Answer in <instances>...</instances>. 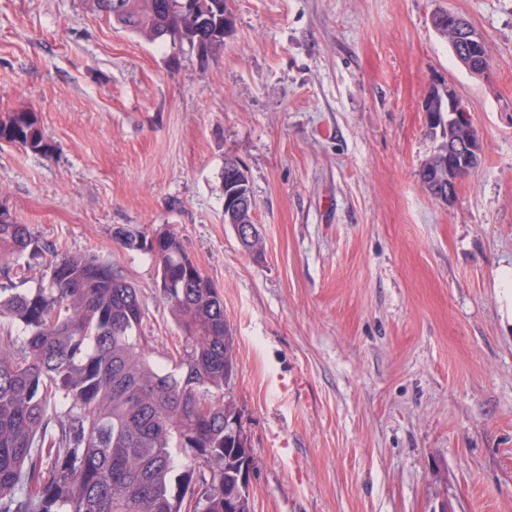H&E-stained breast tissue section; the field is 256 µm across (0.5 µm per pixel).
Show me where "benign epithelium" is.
<instances>
[{"label":"benign epithelium","mask_w":512,"mask_h":512,"mask_svg":"<svg viewBox=\"0 0 512 512\" xmlns=\"http://www.w3.org/2000/svg\"><path fill=\"white\" fill-rule=\"evenodd\" d=\"M430 23L435 29L446 25L448 31L456 33V37L450 40V47L461 66L474 75L485 74V70L477 67L478 58L485 54L483 41L461 16L450 11L436 12L432 14ZM421 109L424 112H448V135L421 166L425 188L446 206L453 202L458 191L454 172L459 168L472 170L477 167L483 153V142L453 85L446 86L443 97L434 90L430 91L429 97L422 101Z\"/></svg>","instance_id":"1"}]
</instances>
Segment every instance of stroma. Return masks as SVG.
<instances>
[{"mask_svg": "<svg viewBox=\"0 0 512 512\" xmlns=\"http://www.w3.org/2000/svg\"><path fill=\"white\" fill-rule=\"evenodd\" d=\"M222 49L113 25L93 0H0V114L52 149L0 144V206L42 256L33 291L89 254L139 288L167 362L179 330L147 254L113 230L174 232L224 298L254 512H512V0H225ZM483 36L456 61L430 16ZM453 85L484 145L451 205L419 180ZM246 170L260 253L224 221ZM431 26L437 30L438 26L448 25L444 33L446 39L452 38L448 36V32L454 31L456 37L450 40L449 44L458 63L465 69L469 70L473 75L482 76L486 74V69H480L476 66L479 56H484L485 47L482 39L474 33L467 25L466 21L459 15L450 12H436L430 18ZM0 143L20 146L34 153L50 151L36 113L29 111L0 116ZM228 182L230 186L226 189ZM228 191L236 196L235 199L244 197L237 201V207L240 209H249L250 213L253 214V193L248 175L245 171L242 173L241 167L232 160H228L224 163V199L226 198L224 212H227L231 207L235 206V199L230 200L227 197Z\"/></svg>", "mask_w": 512, "mask_h": 512, "instance_id": "35a3bbf8", "label": "stroma"}]
</instances>
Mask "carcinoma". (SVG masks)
Segmentation results:
<instances>
[{
    "instance_id": "cac0c4a2",
    "label": "carcinoma",
    "mask_w": 512,
    "mask_h": 512,
    "mask_svg": "<svg viewBox=\"0 0 512 512\" xmlns=\"http://www.w3.org/2000/svg\"><path fill=\"white\" fill-rule=\"evenodd\" d=\"M95 0L118 26L204 55L231 30L224 0ZM0 143L46 154L34 112L0 116ZM227 191L253 196L247 173L224 163ZM181 340L171 364L152 358L139 289L109 263L81 254L48 266L28 294L0 296V512H228L250 448L233 395L236 347L224 300L171 232L146 245ZM28 225L0 222V273L39 252Z\"/></svg>"
}]
</instances>
